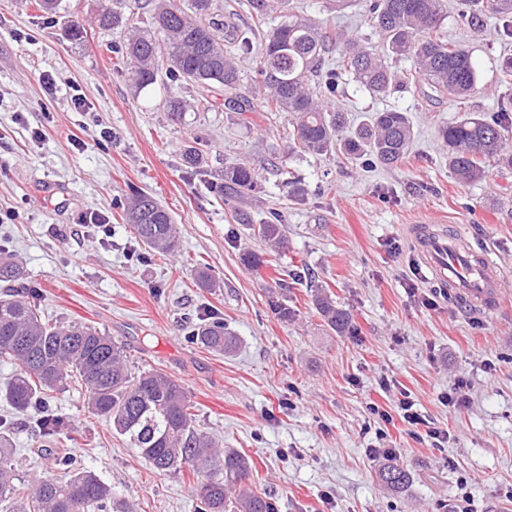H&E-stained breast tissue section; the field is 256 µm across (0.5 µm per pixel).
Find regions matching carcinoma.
<instances>
[{"mask_svg":"<svg viewBox=\"0 0 512 512\" xmlns=\"http://www.w3.org/2000/svg\"><path fill=\"white\" fill-rule=\"evenodd\" d=\"M462 19L479 14L506 22L504 34L512 35V0H462ZM257 24L268 11L281 9V21L253 42L255 29L235 30L224 42L220 31L218 0H152L148 16L140 0H113L97 14V26L108 30L123 25L128 39L117 53L129 66L135 91L152 88L160 74L171 84L182 81L202 90L224 87L225 102L243 110L251 100L269 112H285L292 131L288 152L327 155L339 152L350 160L366 156L388 167L404 159L413 137L409 115L397 109L368 113L356 127H348L344 112L330 110L311 82L319 73L323 56L336 47L339 69L324 83L325 92L336 96L338 79L347 75L371 96L385 95L398 73L391 61L411 62L409 75L420 79L432 92L465 99L477 90L479 72L471 52L448 40L443 31V0H369L368 25L382 37V47L368 46L363 37L337 35L327 26L297 14L290 0H250ZM255 63L252 97L241 95L239 59ZM512 97L501 99L497 111L465 112L442 127L439 135L448 149V168L463 183L482 180L487 163L512 168ZM207 152L201 144L183 151L186 166L197 169ZM257 187L250 167L236 162L224 165V177L214 184L216 193L241 198ZM281 215L250 230L276 250L283 243ZM126 219L136 237L151 250L168 252L178 238L177 224L156 198L139 194L127 204ZM0 359L18 362L20 372L0 388V399L16 410L31 412L46 438L58 440L69 433L67 417L49 404L48 393L66 382L85 391L89 410L112 422L113 430L158 472H175L189 466L200 478L194 494L199 512H277L265 495L245 486L250 463L231 448H219L197 427L196 414L184 387L166 373L152 369L135 373L123 347L101 330L82 322L52 323L42 317L36 292L21 283V274L10 262H0ZM272 313L288 320L293 310L274 290L267 293ZM318 313L333 331L341 334L352 326V314L321 291L314 294ZM196 343L229 353L236 337L224 331V322L205 320L191 330ZM15 449L7 427H0V512H133L126 501L96 474L82 467L64 448L50 453L51 468L65 479L46 476L31 484L17 477L12 464ZM411 475L398 466L380 472V480L392 490L407 486Z\"/></svg>","mask_w":512,"mask_h":512,"instance_id":"cac0c4a2","label":"carcinoma"}]
</instances>
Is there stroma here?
Listing matches in <instances>:
<instances>
[{
    "label": "stroma",
    "instance_id": "35a3bbf8",
    "mask_svg": "<svg viewBox=\"0 0 512 512\" xmlns=\"http://www.w3.org/2000/svg\"><path fill=\"white\" fill-rule=\"evenodd\" d=\"M103 3L62 0L47 17L34 0H0V257L20 265L45 315L93 325L124 345L134 370L181 381L199 429L248 457L252 489L278 512H445L463 490L473 512H512L503 494L512 485V169L493 166L482 181L458 183L438 135L462 113L494 112L512 96L499 73L512 38L500 22H466L459 0H448V38L471 50L480 73L466 99L430 98L414 83L374 99L340 80L332 103L354 121L385 108L408 112L412 148L387 169L339 154L287 155V114L232 109L219 86L203 95L164 81L134 93L114 52L124 31L95 23ZM293 3L333 31H369L367 0L341 11L333 0ZM72 20L83 39L66 37ZM171 93L191 106L183 122L161 105ZM197 138L208 143L199 172L182 160ZM235 161L254 169L258 186L227 201L211 184ZM292 176L306 189L297 203L288 198ZM139 192L175 217L174 251L144 253L124 223L121 204ZM89 208L107 217V228L83 223ZM274 212L286 228L280 253L249 230ZM422 220L452 227L505 268L506 297L495 311L445 294L436 307L422 304L434 286L413 279L419 261L406 231ZM247 249L266 251L268 265L243 266ZM294 267L306 282L290 289L294 316L285 322L265 295ZM204 269L216 287L200 284ZM310 280L351 311L350 331L324 324ZM209 316L236 336L231 355L188 336ZM458 382L462 404L443 405L439 393ZM404 391L429 426L448 431L445 447L371 415L370 404L394 410ZM49 399L70 423L68 451L133 512H196L190 467L155 472L108 420L89 413L73 383ZM0 418L10 424L19 478L50 475L40 453L48 442L31 414L0 400ZM371 446L394 449L411 474L406 487L394 492L379 481L383 461L367 455Z\"/></svg>",
    "mask_w": 512,
    "mask_h": 512
}]
</instances>
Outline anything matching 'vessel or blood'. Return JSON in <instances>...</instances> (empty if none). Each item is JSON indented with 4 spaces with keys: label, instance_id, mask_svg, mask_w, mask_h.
<instances>
[{
    "label": "vessel or blood",
    "instance_id": "b4317fda",
    "mask_svg": "<svg viewBox=\"0 0 512 512\" xmlns=\"http://www.w3.org/2000/svg\"><path fill=\"white\" fill-rule=\"evenodd\" d=\"M409 235L432 284L471 307L496 310L505 295L506 275L486 251L428 221L411 225Z\"/></svg>",
    "mask_w": 512,
    "mask_h": 512
}]
</instances>
